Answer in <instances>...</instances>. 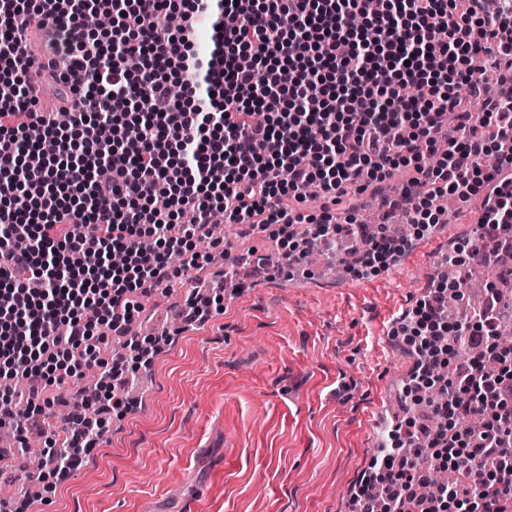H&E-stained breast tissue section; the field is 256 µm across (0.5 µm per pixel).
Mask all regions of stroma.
<instances>
[{
  "label": "stroma",
  "instance_id": "1",
  "mask_svg": "<svg viewBox=\"0 0 512 512\" xmlns=\"http://www.w3.org/2000/svg\"><path fill=\"white\" fill-rule=\"evenodd\" d=\"M478 236L444 225L433 252L396 274L276 277L225 290L222 310L177 334L142 369L136 406L50 492L25 493L33 461L0 467V500L38 512H353L377 410L407 412L411 357L382 336L434 265ZM185 290L145 301L144 333L169 332Z\"/></svg>",
  "mask_w": 512,
  "mask_h": 512
}]
</instances>
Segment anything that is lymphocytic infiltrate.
Returning <instances> with one entry per match:
<instances>
[{"label": "lymphocytic infiltrate", "mask_w": 512, "mask_h": 512, "mask_svg": "<svg viewBox=\"0 0 512 512\" xmlns=\"http://www.w3.org/2000/svg\"><path fill=\"white\" fill-rule=\"evenodd\" d=\"M193 2L172 30L177 0H0V428L42 437L41 474L81 466L98 441L89 410L129 409L124 361H101L96 344L111 332L148 358L129 334L141 300L169 285L171 257L185 272L210 264L195 244L210 239L215 211L260 233L277 226L292 267L306 254L294 205L317 189L314 239L348 241L375 272L432 234L437 197L478 195L480 237L455 263L480 257L512 279L500 257L512 250V0L491 16L482 0ZM92 11L111 26L89 32ZM199 15L214 27L204 57ZM33 21L69 61L56 77L73 105L66 129L29 94ZM492 82L498 95L485 93ZM474 99L480 109H464ZM427 152L436 165H422ZM103 160L109 176L93 179ZM402 167L412 238L366 233L360 195ZM486 294L482 310L452 322L462 282L438 279L392 328L414 358L403 391L430 416L393 424L354 494L362 512H379L382 496L390 512H512V348L498 338L512 315L497 289ZM91 367L103 381L58 435L37 400ZM443 469L449 486L420 496Z\"/></svg>", "instance_id": "f902f5d3"}]
</instances>
